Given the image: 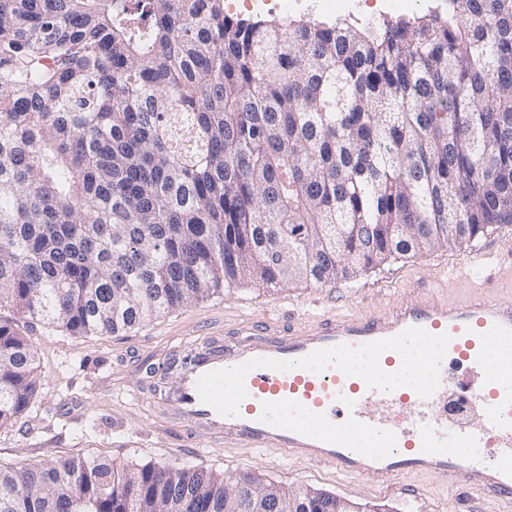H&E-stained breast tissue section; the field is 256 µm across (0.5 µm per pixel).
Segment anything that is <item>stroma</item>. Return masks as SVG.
Masks as SVG:
<instances>
[{
	"instance_id": "stroma-1",
	"label": "stroma",
	"mask_w": 512,
	"mask_h": 512,
	"mask_svg": "<svg viewBox=\"0 0 512 512\" xmlns=\"http://www.w3.org/2000/svg\"><path fill=\"white\" fill-rule=\"evenodd\" d=\"M475 250L499 255L500 266L486 272L489 294L512 303V277L503 270L512 264V224H497L469 249L437 248L392 258L331 287L243 284L117 336H71L37 326L31 341L40 365L39 394L28 414V433L0 429V465L19 467L81 454L129 465L171 462L227 475L252 469L291 490L323 489L363 504H385L392 512H500L478 493L435 475L402 478L383 490L372 476H342L278 450L188 447L183 427L163 422L152 410L177 389L180 356L199 346L209 327L223 326L229 334L245 316L270 315L285 322L328 311H383L412 285L435 287L440 295L458 299L469 284L454 274ZM150 365L158 368L152 377L145 373Z\"/></svg>"
}]
</instances>
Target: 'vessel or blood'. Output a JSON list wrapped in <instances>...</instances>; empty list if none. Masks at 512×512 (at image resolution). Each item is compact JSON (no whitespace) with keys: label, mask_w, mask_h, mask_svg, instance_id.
Instances as JSON below:
<instances>
[{"label":"vessel or blood","mask_w":512,"mask_h":512,"mask_svg":"<svg viewBox=\"0 0 512 512\" xmlns=\"http://www.w3.org/2000/svg\"><path fill=\"white\" fill-rule=\"evenodd\" d=\"M187 351L180 385L160 414L196 444L279 449L380 487L437 475L512 505V304L481 285L458 301L404 289L386 311L289 324L249 317L232 343ZM430 345L427 383L397 385L405 353ZM503 363L487 370L489 352ZM478 374L467 390L480 422L448 417L449 366Z\"/></svg>","instance_id":"1"}]
</instances>
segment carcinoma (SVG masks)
Segmentation results:
<instances>
[{
	"mask_svg": "<svg viewBox=\"0 0 512 512\" xmlns=\"http://www.w3.org/2000/svg\"><path fill=\"white\" fill-rule=\"evenodd\" d=\"M512 224V0L355 26L224 0H0V428L27 330L118 335L245 282L349 280ZM0 512H336L175 463L0 467ZM248 2L251 3V6H252V9L251 8H248L247 7V3L245 1H231V0H224V8H225V12L229 15H233V16H240V17H244V18H249V17H256L258 16L259 18H273V17H283L282 13H285L286 15H288V12L289 11H293L295 10L301 0H247ZM269 2L273 3V8H271L270 10L266 9L264 11H256V10H253L254 8H257V9H263L264 6H269L270 4H268ZM271 7V6H269ZM272 9H278L280 12H278L277 10H272ZM282 12V13H281Z\"/></svg>",
	"mask_w": 512,
	"mask_h": 512,
	"instance_id": "obj_1",
	"label": "carcinoma"
}]
</instances>
